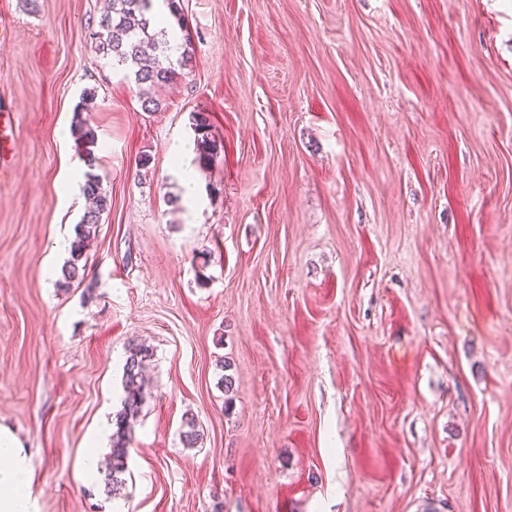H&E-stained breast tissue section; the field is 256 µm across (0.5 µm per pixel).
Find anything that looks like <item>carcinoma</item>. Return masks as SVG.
I'll return each instance as SVG.
<instances>
[{"mask_svg": "<svg viewBox=\"0 0 512 512\" xmlns=\"http://www.w3.org/2000/svg\"><path fill=\"white\" fill-rule=\"evenodd\" d=\"M152 0H112V6L101 18L98 30L92 32L91 40L95 48L124 65L134 69L135 84L143 90L165 84L176 76V68L171 61V48L168 40L159 38L155 19L152 16ZM192 125L199 147L200 167H206L220 148L211 135L208 114L196 112L192 115ZM76 139L85 145L97 141L96 130L89 119L80 118L75 122ZM84 163L89 169L85 175L83 194L92 200V207L86 210L75 228V238L70 246V259L62 267V284L66 287L82 286L84 295L91 297L96 291L94 281L87 279L85 243L97 233L104 213L111 209L110 198L93 170L97 157L86 150ZM153 356L152 349L145 344L129 345L123 372V387L126 396L122 409L112 419V439L110 467L105 474L107 491L119 493L125 472L132 425L137 420L146 397L145 368Z\"/></svg>", "mask_w": 512, "mask_h": 512, "instance_id": "1", "label": "carcinoma"}]
</instances>
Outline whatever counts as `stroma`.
I'll use <instances>...</instances> for the list:
<instances>
[{"label":"stroma","instance_id":"35a3bbf8","mask_svg":"<svg viewBox=\"0 0 512 512\" xmlns=\"http://www.w3.org/2000/svg\"><path fill=\"white\" fill-rule=\"evenodd\" d=\"M180 4L190 57L148 112L89 39L106 0H0V424L40 512H512V0ZM89 91L91 299L58 247ZM133 341L115 499L83 450ZM13 114L11 112H2L0 115V169L8 167L13 161V153L11 148V134ZM192 125L197 136V147H199L200 168L206 167L214 156L217 155L221 145L211 135V123L208 114L205 112H194ZM123 372V387L126 396L122 409L112 419V429L103 425L94 441L84 450V469L88 477L98 475V448L106 443L112 433L110 448V467L105 474V486L110 494L119 493L124 481L120 478L125 472L132 425L137 420L146 397L145 368L153 356L152 349L145 344L129 345Z\"/></svg>","mask_w":512,"mask_h":512}]
</instances>
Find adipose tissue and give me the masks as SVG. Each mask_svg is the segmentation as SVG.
<instances>
[{"label":"adipose tissue","instance_id":"obj_1","mask_svg":"<svg viewBox=\"0 0 512 512\" xmlns=\"http://www.w3.org/2000/svg\"><path fill=\"white\" fill-rule=\"evenodd\" d=\"M0 456L9 461L8 466L0 468V512H40L31 460L15 435L3 425H0Z\"/></svg>","mask_w":512,"mask_h":512}]
</instances>
